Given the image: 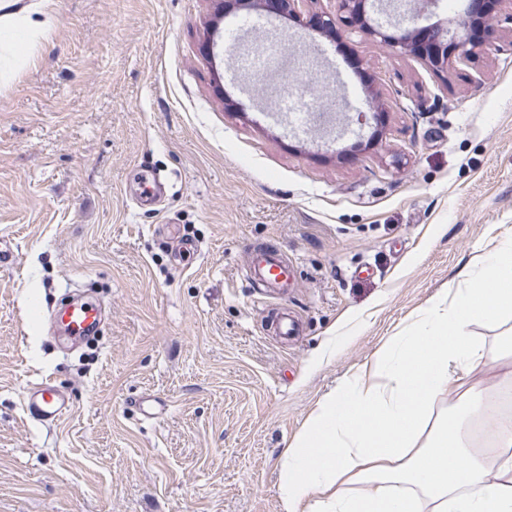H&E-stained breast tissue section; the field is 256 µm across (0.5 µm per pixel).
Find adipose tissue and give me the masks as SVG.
Wrapping results in <instances>:
<instances>
[{
  "instance_id": "ef3b65f1",
  "label": "adipose tissue",
  "mask_w": 512,
  "mask_h": 512,
  "mask_svg": "<svg viewBox=\"0 0 512 512\" xmlns=\"http://www.w3.org/2000/svg\"><path fill=\"white\" fill-rule=\"evenodd\" d=\"M56 0H0V77L34 65ZM433 299L384 348L347 375L280 456L283 512H512V332L499 340L502 389L467 386L447 412L436 401L485 348L472 323L512 314V234ZM495 430L474 445L472 425ZM466 465H458L459 457ZM365 484L363 493L351 491Z\"/></svg>"
}]
</instances>
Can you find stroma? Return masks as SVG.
I'll return each mask as SVG.
<instances>
[{"label": "stroma", "mask_w": 512, "mask_h": 512, "mask_svg": "<svg viewBox=\"0 0 512 512\" xmlns=\"http://www.w3.org/2000/svg\"><path fill=\"white\" fill-rule=\"evenodd\" d=\"M239 18L56 0L36 65L0 87V512H282L279 453L319 400L512 231V26L441 74L344 26L290 27L285 52L314 46L360 93L331 144L246 92ZM256 248L294 272L266 307ZM71 285L110 318L65 352L41 319ZM46 376L70 399L52 426L21 406Z\"/></svg>", "instance_id": "35a3bbf8"}]
</instances>
